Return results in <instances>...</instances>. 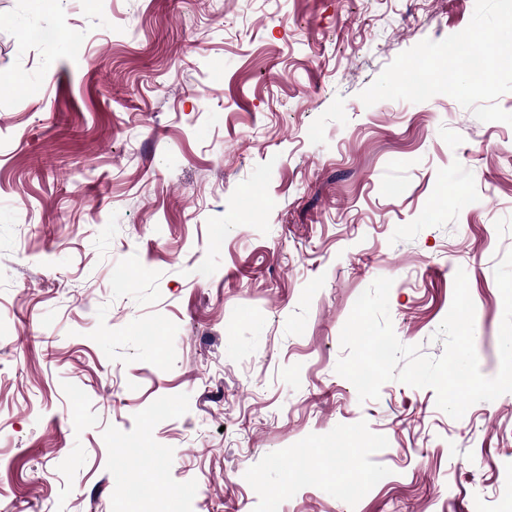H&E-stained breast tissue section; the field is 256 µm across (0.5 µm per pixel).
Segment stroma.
I'll return each instance as SVG.
<instances>
[{
  "instance_id": "obj_1",
  "label": "stroma",
  "mask_w": 512,
  "mask_h": 512,
  "mask_svg": "<svg viewBox=\"0 0 512 512\" xmlns=\"http://www.w3.org/2000/svg\"><path fill=\"white\" fill-rule=\"evenodd\" d=\"M474 9L0 0V72L21 85L0 93V512L512 500V392L456 420L432 388L363 402L336 372L380 277L399 341L440 356L460 269L479 369H500L512 125L445 94L359 98Z\"/></svg>"
}]
</instances>
